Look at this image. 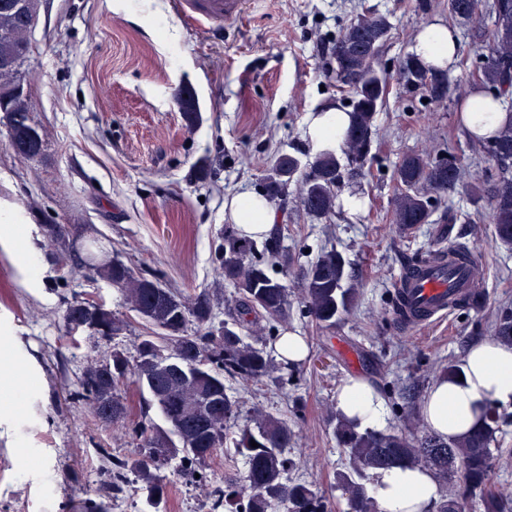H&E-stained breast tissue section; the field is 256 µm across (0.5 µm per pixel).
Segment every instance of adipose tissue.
Segmentation results:
<instances>
[{
  "label": "adipose tissue",
  "mask_w": 512,
  "mask_h": 512,
  "mask_svg": "<svg viewBox=\"0 0 512 512\" xmlns=\"http://www.w3.org/2000/svg\"><path fill=\"white\" fill-rule=\"evenodd\" d=\"M413 54L430 68L452 70L458 59V38L441 21L423 26L412 45ZM465 133L491 138L512 115L482 88L472 89L459 114ZM350 116L325 106L306 117V138L313 153H341ZM235 224L246 234H268L273 210L260 198L240 195L229 204ZM461 378L440 380L427 391L420 413L430 431L448 439L467 435L482 421L489 405L512 410V344L492 337L471 343L462 356ZM336 409L363 428H379L387 420L380 392L362 378L348 379L336 397ZM370 494L375 512H428L441 495L433 473L424 467H396L377 474Z\"/></svg>",
  "instance_id": "1"
}]
</instances>
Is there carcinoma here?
Masks as SVG:
<instances>
[{
    "label": "carcinoma",
    "mask_w": 512,
    "mask_h": 512,
    "mask_svg": "<svg viewBox=\"0 0 512 512\" xmlns=\"http://www.w3.org/2000/svg\"><path fill=\"white\" fill-rule=\"evenodd\" d=\"M17 0H0V97H9L13 114L20 117L13 131L14 151L27 159L40 157L45 147L42 128L32 117L29 95H15L24 77L23 66L30 52V36L36 14L15 10ZM451 18L467 23L482 13V0H448ZM492 30L486 46L481 77L500 94L512 97V0H493ZM392 23L389 16L373 10L358 15L343 28L332 46L327 74L351 94L352 124L346 134L344 156L322 152L298 166L293 156H278L268 167L263 193L268 200L284 204L288 186L295 185L298 202L315 220L329 218L338 206L337 188L341 169H357L371 163L376 113L383 105L389 81L379 67L380 53ZM409 89H418L435 103L448 98L451 80L446 72L432 71L410 54L399 68ZM187 126L200 118L195 97H178ZM489 158L504 175L491 192L490 223L500 244L512 247V122L486 143ZM400 191L392 200L393 223L409 230L427 224L433 212L429 192L448 193L465 178V169L450 155L430 158L424 153L403 155L395 170ZM293 261L281 245L280 225L273 226L262 245L234 231L224 233L219 246L218 267L225 284L234 288L228 305V320L216 327L210 312L213 299L207 291L184 296L159 279H150L126 264L99 239L83 253L80 263L97 277L118 289L129 309L148 326L149 335L136 346V355L114 350L109 357H89L78 378L75 396L105 424L124 420L128 406L119 386L131 378L150 396L166 427L140 430V453L132 460L102 456L110 475L105 491L114 494L128 484L136 486L145 512H166L161 471L179 461L180 474H203L208 462L226 447L243 458L241 484L219 492L214 508L225 504L235 512H328L326 496L312 481L292 477L288 457L295 432L288 421L255 406L236 431L228 425L239 418V401L228 394L224 381H258L282 372H296L295 365L275 364L263 343H249L243 333H253L261 321L275 324L288 318L291 291L288 282L271 274L278 265ZM302 288L296 301L301 312L312 317L322 331L336 327L357 305L360 289L349 262L335 248L324 249L316 260L300 267ZM64 319L70 332L88 330L102 337L118 334L123 320L111 311L85 300L70 302ZM195 324L189 331V324ZM493 335L512 343V313L504 309L493 323ZM505 415L490 405L484 419L463 440H444L429 430L362 429L337 415L330 419L332 434L345 454L344 467L336 471V488L346 495L347 512H374L370 483L381 470L420 466L432 470L444 489L438 512H473L481 497L483 512H512V497L491 489L495 462L502 456L495 447ZM256 442L258 447L251 446Z\"/></svg>",
    "instance_id": "1"
}]
</instances>
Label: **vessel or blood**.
Here are the masks:
<instances>
[{"label":"vessel or blood","instance_id":"vessel-or-blood-1","mask_svg":"<svg viewBox=\"0 0 512 512\" xmlns=\"http://www.w3.org/2000/svg\"><path fill=\"white\" fill-rule=\"evenodd\" d=\"M247 8V0H177V9L185 17L210 29L238 19ZM472 278L467 262L442 261L416 269L403 290L411 325L434 324L451 310L452 300L461 294Z\"/></svg>","mask_w":512,"mask_h":512}]
</instances>
